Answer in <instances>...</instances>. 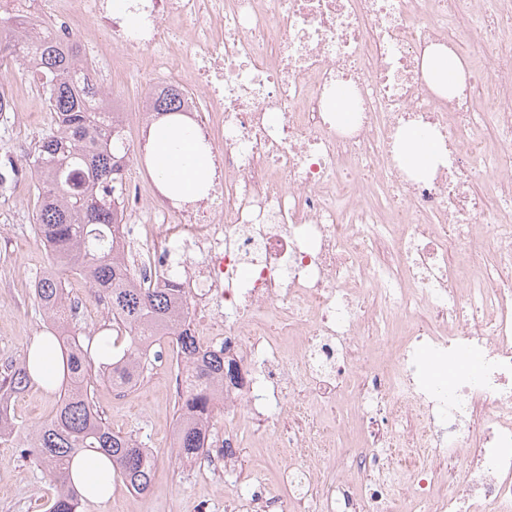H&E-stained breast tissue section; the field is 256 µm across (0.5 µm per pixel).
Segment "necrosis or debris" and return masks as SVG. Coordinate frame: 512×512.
I'll use <instances>...</instances> for the list:
<instances>
[{
    "label": "necrosis or debris",
    "instance_id": "necrosis-or-debris-1",
    "mask_svg": "<svg viewBox=\"0 0 512 512\" xmlns=\"http://www.w3.org/2000/svg\"><path fill=\"white\" fill-rule=\"evenodd\" d=\"M33 9L55 17L62 52L107 61L100 82L154 75L129 122L150 129L154 100L173 89L209 148L199 199L150 178L121 185L148 217L120 225L124 252L142 286L193 294V338L220 342L238 366L225 410L304 457L290 476L305 502L512 512V0H0L4 16ZM460 19L485 53L443 98L422 55L461 53L448 34ZM489 82L498 105L482 113L476 90ZM342 86L345 123L330 108ZM411 127L446 159L423 180L396 159ZM481 174L500 208L474 191ZM289 334L287 353L277 339ZM429 354L452 367L449 385L427 377ZM346 394L363 426L358 465L321 499L336 459L323 416ZM444 467L449 494L434 489Z\"/></svg>",
    "mask_w": 512,
    "mask_h": 512
}]
</instances>
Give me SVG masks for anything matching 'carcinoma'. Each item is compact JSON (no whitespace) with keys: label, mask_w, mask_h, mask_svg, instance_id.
<instances>
[{"label":"carcinoma","mask_w":512,"mask_h":512,"mask_svg":"<svg viewBox=\"0 0 512 512\" xmlns=\"http://www.w3.org/2000/svg\"><path fill=\"white\" fill-rule=\"evenodd\" d=\"M22 37L36 38L33 65L41 95L53 113V127L34 145L26 160L36 177V236L50 247L49 268L36 281L35 298L54 327L66 358L65 384L51 416L39 421L18 442L13 415L0 412V444H16L23 457L49 473L56 494L48 512H78L81 494L68 467L79 453L101 452L112 460L117 476L137 493L149 490L158 459L136 439L112 430L94 403L95 386L104 379L114 386L131 384L143 375V347L167 336L196 363L185 366V391L176 409L177 457L192 460L207 452L206 430L224 394V351L197 350L185 326L190 296L174 288H142L114 246L112 226L123 207L114 195L129 159L117 112H94L92 101L104 90L76 75L86 65L63 55L46 28L24 17L3 19ZM73 269L112 310V330L125 337L126 349L98 364L78 337L64 330L70 312L58 271ZM31 385L27 362L0 372V402Z\"/></svg>","instance_id":"1"}]
</instances>
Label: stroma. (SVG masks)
Returning <instances> with one entry per match:
<instances>
[{
    "label": "stroma",
    "instance_id": "1",
    "mask_svg": "<svg viewBox=\"0 0 512 512\" xmlns=\"http://www.w3.org/2000/svg\"><path fill=\"white\" fill-rule=\"evenodd\" d=\"M0 90L25 109L21 121L0 119V154L24 164L31 147L50 128L52 117L42 106L40 92L15 63L0 66ZM31 178L0 194V368L20 361L32 337L47 335V325L33 294V282L45 270L49 255L34 235ZM158 368L147 369L138 388L115 398L110 383L98 382L94 400L112 429L132 436L158 456L150 490L138 494L117 483L110 501L81 503L79 512H239L240 499L254 478H262L269 493L292 499L299 486L284 483L280 472L294 461L292 449L271 452L257 442L238 414L217 412L210 423L213 439L235 431L242 444L243 466L228 474L212 455L193 462L176 460L173 448L178 397ZM56 396L32 387L17 396L14 415L19 429L29 428L55 408ZM56 492L49 475L21 456L18 448L0 445V512H43Z\"/></svg>",
    "mask_w": 512,
    "mask_h": 512
}]
</instances>
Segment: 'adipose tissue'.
<instances>
[{
	"mask_svg": "<svg viewBox=\"0 0 512 512\" xmlns=\"http://www.w3.org/2000/svg\"><path fill=\"white\" fill-rule=\"evenodd\" d=\"M422 68L432 89L441 96L447 95L465 78L463 60L441 45L425 52ZM151 149L154 174L178 196H196L208 183L210 157L180 126L165 124L156 128ZM399 159L407 169L427 174L440 160V146L435 140H422L419 130L410 128L399 137ZM30 347L41 352L39 366L29 371L32 382L44 391L56 390L63 380L66 362L59 343H48L37 336ZM70 476L72 482L83 489L86 499L94 504L111 498L117 478L111 460L102 454L75 456L70 462Z\"/></svg>",
	"mask_w": 512,
	"mask_h": 512,
	"instance_id": "ef3b65f1",
	"label": "adipose tissue"
}]
</instances>
